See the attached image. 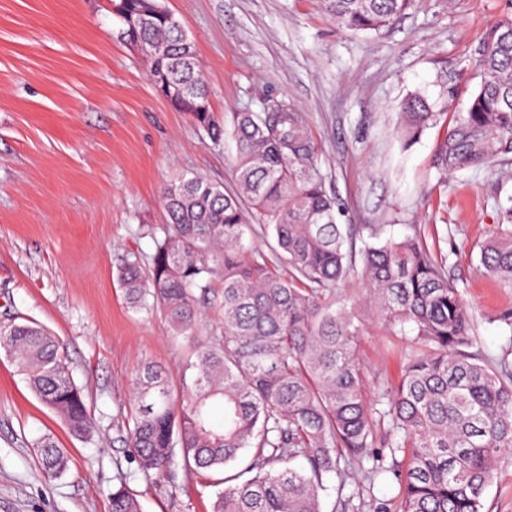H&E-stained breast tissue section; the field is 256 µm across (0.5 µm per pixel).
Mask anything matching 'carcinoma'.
<instances>
[{"mask_svg":"<svg viewBox=\"0 0 512 512\" xmlns=\"http://www.w3.org/2000/svg\"><path fill=\"white\" fill-rule=\"evenodd\" d=\"M412 2L323 0L336 23L354 31L389 26ZM143 8V0H119L125 37L141 47L156 87L177 88L169 99L177 111L191 113L214 143L234 144L237 192L198 175L181 178L164 192L168 224L143 231L154 243L149 262L117 258L128 308L160 313L176 339L194 332L213 280L224 284L219 335L195 349L179 386L153 362L135 377V410L115 428L137 473L149 480L165 472L173 481L179 457L189 470L219 475L212 512H322L330 489L343 509L359 512L357 494H344L348 467L374 457L381 418L400 436L389 446L399 512H486V491L512 456V365L473 350L472 314L443 261L417 236L383 239L372 229L356 269L354 228L337 222L303 113L285 100L235 112L227 124L199 111L209 90L194 41L165 17L142 18ZM479 66V88L439 147L443 173L491 168L512 155L511 14L488 31ZM441 116L415 94L401 106L395 136L408 148ZM253 218L274 241L273 261L246 242ZM357 270L365 294L349 305L338 286ZM479 271L512 288V230L482 245ZM373 321L411 335L417 349L395 389L372 398L358 347ZM0 343L75 436L96 432L55 336L28 320L1 327ZM37 448L46 477L66 471L67 452L53 436L42 435ZM244 450L250 461L225 475ZM299 457L308 469L289 466ZM327 476L336 485H326ZM131 477L118 473L110 512H141Z\"/></svg>","mask_w":512,"mask_h":512,"instance_id":"1","label":"carcinoma"}]
</instances>
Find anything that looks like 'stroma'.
<instances>
[{"instance_id":"35a3bbf8","label":"stroma","mask_w":512,"mask_h":512,"mask_svg":"<svg viewBox=\"0 0 512 512\" xmlns=\"http://www.w3.org/2000/svg\"><path fill=\"white\" fill-rule=\"evenodd\" d=\"M117 0H0V325L30 319L63 344L76 384L105 429L91 440L29 389L0 349V512H108L132 451L109 423L129 409L144 362L179 381L190 351L160 314L130 311L118 255L146 256L143 227L166 222L164 190L199 175L236 189L231 151L158 94L142 52L120 36ZM193 38L217 118L282 97L304 114L339 223L414 234L442 256L475 318L480 349L512 360L498 320L512 289L479 271L480 246L504 233L512 156L494 169L441 175L435 155L480 82L487 30L512 0H413L379 31L338 27L321 0H166ZM421 93L448 115L409 150L394 136ZM410 347L378 323L360 346L370 393L396 384ZM54 436L71 458L47 479L32 441ZM143 512H211L209 478L177 471L130 480ZM363 512L398 505L386 472L352 469Z\"/></svg>"}]
</instances>
